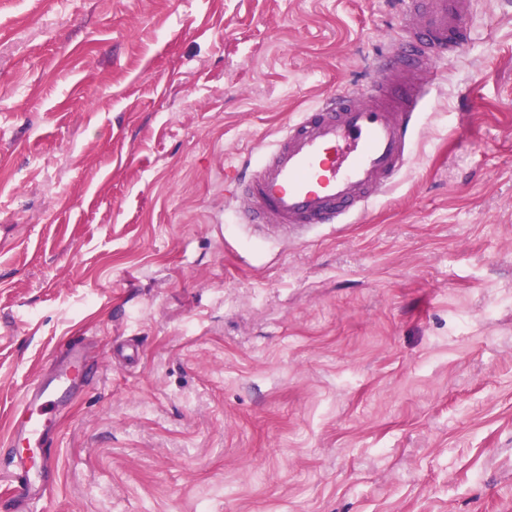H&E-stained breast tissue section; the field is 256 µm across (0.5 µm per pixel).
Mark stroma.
<instances>
[{
	"mask_svg": "<svg viewBox=\"0 0 512 512\" xmlns=\"http://www.w3.org/2000/svg\"><path fill=\"white\" fill-rule=\"evenodd\" d=\"M38 2L0 0V434L67 339L90 380L0 512H512V0L300 239L224 170L362 88L397 0Z\"/></svg>",
	"mask_w": 512,
	"mask_h": 512,
	"instance_id": "stroma-1",
	"label": "stroma"
}]
</instances>
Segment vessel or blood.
<instances>
[{
  "mask_svg": "<svg viewBox=\"0 0 512 512\" xmlns=\"http://www.w3.org/2000/svg\"><path fill=\"white\" fill-rule=\"evenodd\" d=\"M469 0H401L405 37L373 67L365 90L331 95L290 124L260 165L235 169L227 193L249 224L304 233L358 215L385 191L409 158L414 117L428 92V74L471 40ZM86 358L80 347L53 378L28 388L0 447H24L10 482L17 499L52 491L55 458L46 448L64 393Z\"/></svg>",
  "mask_w": 512,
  "mask_h": 512,
  "instance_id": "1",
  "label": "vessel or blood"
}]
</instances>
